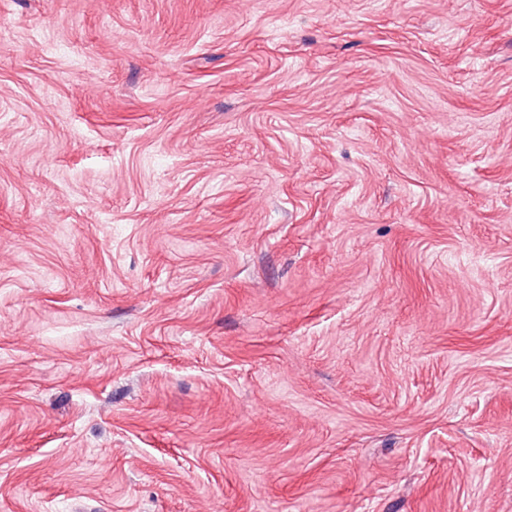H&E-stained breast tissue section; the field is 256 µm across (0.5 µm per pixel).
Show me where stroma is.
Masks as SVG:
<instances>
[{
	"instance_id": "35a3bbf8",
	"label": "stroma",
	"mask_w": 512,
	"mask_h": 512,
	"mask_svg": "<svg viewBox=\"0 0 512 512\" xmlns=\"http://www.w3.org/2000/svg\"><path fill=\"white\" fill-rule=\"evenodd\" d=\"M0 512H512V0H0Z\"/></svg>"
}]
</instances>
